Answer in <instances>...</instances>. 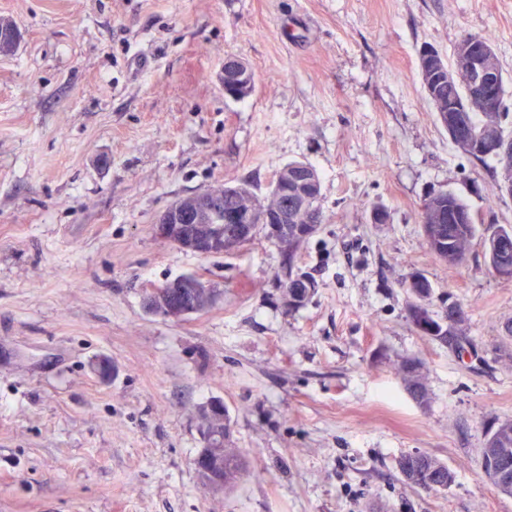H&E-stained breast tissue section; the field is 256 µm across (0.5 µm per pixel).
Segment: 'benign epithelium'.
I'll use <instances>...</instances> for the list:
<instances>
[{"instance_id": "benign-epithelium-1", "label": "benign epithelium", "mask_w": 512, "mask_h": 512, "mask_svg": "<svg viewBox=\"0 0 512 512\" xmlns=\"http://www.w3.org/2000/svg\"><path fill=\"white\" fill-rule=\"evenodd\" d=\"M423 56L429 59L423 68V75L437 78L436 83L425 84L428 96L436 95L438 85L448 82L463 89L470 105L480 112H497L501 102V66L495 50L468 36L456 46L452 62H447L434 48H422ZM224 93L232 98L239 91H248L249 69L245 62L236 58L224 61L221 75ZM460 108L448 106V115L443 125L448 129L451 141H460L480 150L482 155H493L501 159L498 190L512 196V133L499 123H486L477 130L466 126V121L456 116ZM293 170L297 198L294 209L305 215L306 223L296 224V217L288 209L271 211L264 206L254 205L246 213L224 212V203L216 195L201 193L178 198L157 218V235L178 247L201 256L224 253V242L228 237L241 241L252 236L257 226L269 229L270 236L281 246L288 239H303L314 234L320 224V213L310 205L312 197L305 186L316 185L315 171L306 164L283 166L282 173ZM512 239V226L501 225L488 237L484 246L493 260L492 270L502 279L512 280V265L503 254V246ZM211 289L195 276H184L150 290L144 297L145 308L155 314L172 319H183L206 310L212 303ZM224 436L212 433L206 437L205 447L198 449L194 465L211 477L206 488L211 492L224 491V478L218 470L224 468L219 448ZM483 459L492 465V478L499 490H512V452L500 448L495 437H490L483 449Z\"/></svg>"}]
</instances>
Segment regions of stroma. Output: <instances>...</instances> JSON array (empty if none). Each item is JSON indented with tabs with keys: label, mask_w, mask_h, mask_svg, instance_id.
Instances as JSON below:
<instances>
[{
	"label": "stroma",
	"mask_w": 512,
	"mask_h": 512,
	"mask_svg": "<svg viewBox=\"0 0 512 512\" xmlns=\"http://www.w3.org/2000/svg\"><path fill=\"white\" fill-rule=\"evenodd\" d=\"M0 18L22 34L0 57V512H512L480 466L512 419V281L482 242L512 197L451 143L418 66L491 37L512 106V0H0ZM228 57L255 74L245 99L224 94ZM296 160L323 215L296 250L262 226L207 257L156 237L177 198H264ZM443 190L481 220L458 268L420 223ZM292 273L316 282L294 310ZM417 273L431 312H466L473 353L416 331ZM184 275L212 288L205 311L146 310ZM214 398L251 469L224 493L193 465ZM415 450L448 489L402 481Z\"/></svg>",
	"instance_id": "stroma-1"
}]
</instances>
